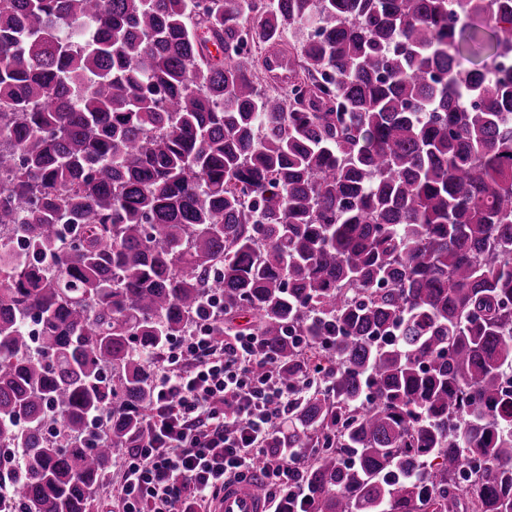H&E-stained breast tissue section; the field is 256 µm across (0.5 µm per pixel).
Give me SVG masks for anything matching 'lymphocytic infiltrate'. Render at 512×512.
<instances>
[{
  "label": "lymphocytic infiltrate",
  "mask_w": 512,
  "mask_h": 512,
  "mask_svg": "<svg viewBox=\"0 0 512 512\" xmlns=\"http://www.w3.org/2000/svg\"><path fill=\"white\" fill-rule=\"evenodd\" d=\"M256 336L213 335L195 324L154 360L151 438L123 454L117 490L121 512H211L226 482L260 472L269 512L300 486L301 456L267 453L284 428L305 380L284 381L272 361L257 359Z\"/></svg>",
  "instance_id": "lymphocytic-infiltrate-1"
}]
</instances>
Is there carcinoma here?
Returning a JSON list of instances; mask_svg holds the SVG:
<instances>
[{"mask_svg": "<svg viewBox=\"0 0 512 512\" xmlns=\"http://www.w3.org/2000/svg\"><path fill=\"white\" fill-rule=\"evenodd\" d=\"M510 57L512 0H0V512H90L210 295L313 376L307 512H512Z\"/></svg>", "mask_w": 512, "mask_h": 512, "instance_id": "obj_1", "label": "carcinoma"}]
</instances>
